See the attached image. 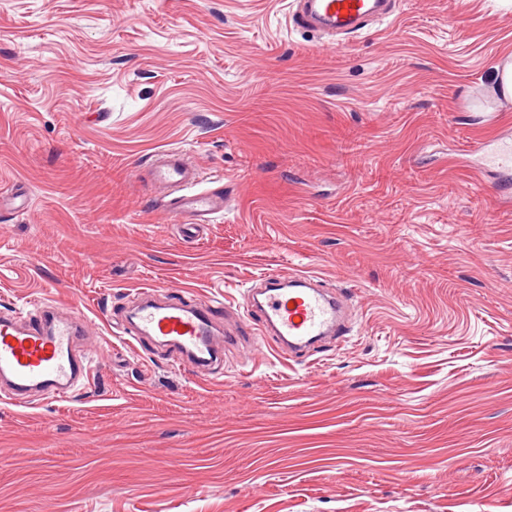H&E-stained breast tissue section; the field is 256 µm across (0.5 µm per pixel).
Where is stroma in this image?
I'll return each instance as SVG.
<instances>
[{
    "mask_svg": "<svg viewBox=\"0 0 512 512\" xmlns=\"http://www.w3.org/2000/svg\"><path fill=\"white\" fill-rule=\"evenodd\" d=\"M512 0H396L344 39L287 0H0V312L92 323L71 398L0 399V512H512ZM178 149L223 216L152 195ZM321 277L351 335L289 359L236 329L219 378L129 348L151 288L242 305ZM489 166L495 172L504 189L510 187L512 176V143L502 142L496 145L487 156Z\"/></svg>",
    "mask_w": 512,
    "mask_h": 512,
    "instance_id": "35a3bbf8",
    "label": "stroma"
}]
</instances>
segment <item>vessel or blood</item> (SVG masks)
<instances>
[{"label": "vessel or blood", "instance_id": "b4317fda", "mask_svg": "<svg viewBox=\"0 0 512 512\" xmlns=\"http://www.w3.org/2000/svg\"><path fill=\"white\" fill-rule=\"evenodd\" d=\"M391 0H291L290 19L295 28L309 32L349 36L370 22L388 18ZM502 186L512 185V143L496 145L487 156ZM152 189H175L176 197L162 200L163 210L186 229L209 224L222 214L228 198L223 186L201 187L198 173L182 153L159 156L150 183ZM264 300L247 307L263 331L295 357L306 356L313 344L348 335L345 306L335 289L317 276L295 274L290 279L272 274L261 278ZM224 318L207 301L190 305L171 294L135 309L129 331L134 341L152 340L169 346L179 364L212 373L224 356V340L217 327ZM87 325L78 316H61L58 306L46 304L34 318L20 321L0 315V386L17 395L62 400L93 372L91 348L85 347Z\"/></svg>", "mask_w": 512, "mask_h": 512}]
</instances>
